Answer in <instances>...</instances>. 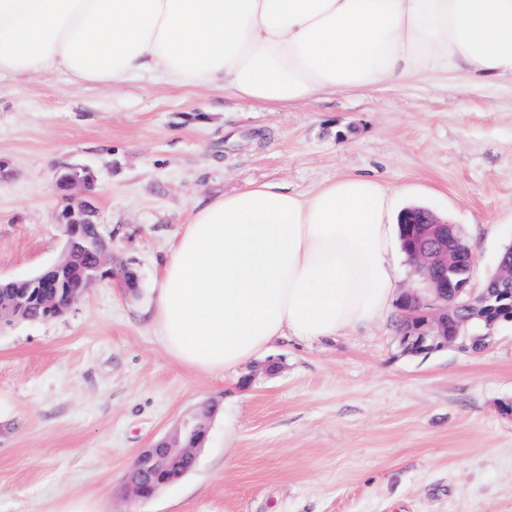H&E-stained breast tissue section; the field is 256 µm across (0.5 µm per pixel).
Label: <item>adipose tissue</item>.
Masks as SVG:
<instances>
[{
	"instance_id": "obj_1",
	"label": "adipose tissue",
	"mask_w": 512,
	"mask_h": 512,
	"mask_svg": "<svg viewBox=\"0 0 512 512\" xmlns=\"http://www.w3.org/2000/svg\"><path fill=\"white\" fill-rule=\"evenodd\" d=\"M461 69L512 79V0H0V78L120 88L150 75L276 110ZM396 189L345 175L262 182L194 207L157 289L166 352L232 373L285 339H335L390 310Z\"/></svg>"
}]
</instances>
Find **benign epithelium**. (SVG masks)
<instances>
[{
  "label": "benign epithelium",
  "instance_id": "7a95c632",
  "mask_svg": "<svg viewBox=\"0 0 512 512\" xmlns=\"http://www.w3.org/2000/svg\"><path fill=\"white\" fill-rule=\"evenodd\" d=\"M84 183L86 180L80 171L71 170L57 176L55 187L70 191ZM71 199L75 207L59 216L68 237L79 227L97 225V214L92 204L77 194L71 195ZM407 214L410 218L404 223L416 226L412 236L418 240L410 255L416 272L420 273L425 284V291L434 296L437 305L433 311L420 315L418 293L411 291L406 295L405 307L415 316L404 322L401 328L404 350L412 353L432 352L457 343L460 337L467 335L469 321L476 312H493L497 309V303L505 298L511 299V302L502 306V312L495 320H511L512 292L491 294L483 289L476 293L469 288L470 280L450 276L457 265L463 262L472 264V256L461 254L456 247V225L439 220L425 209L409 210ZM70 280L69 270L57 262L39 277L26 280V284L30 288H41L48 281L66 285ZM209 409L214 411L216 406L211 404ZM207 410L184 418L173 436L164 437L139 453L126 476V482L135 495L148 498L172 484V481L164 478V474L177 461L186 463L189 469L194 466L197 453L204 446L208 434L205 424Z\"/></svg>",
  "mask_w": 512,
  "mask_h": 512
}]
</instances>
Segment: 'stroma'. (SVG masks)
Here are the masks:
<instances>
[{"instance_id":"35a3bbf8","label":"stroma","mask_w":512,"mask_h":512,"mask_svg":"<svg viewBox=\"0 0 512 512\" xmlns=\"http://www.w3.org/2000/svg\"><path fill=\"white\" fill-rule=\"evenodd\" d=\"M86 170L105 273L46 321L0 326V512H512V322L479 351H403V306L326 342H279L236 374L180 367L151 319L160 263L195 205L251 182L306 194L344 173L396 187L468 242L481 290L512 244V81L461 71L272 111L143 77L0 80V279L66 246L56 175ZM132 267L129 291L113 275ZM213 401L182 480L149 498L141 449Z\"/></svg>"}]
</instances>
